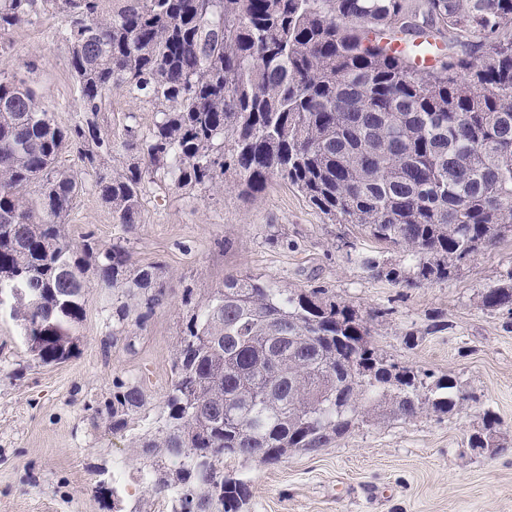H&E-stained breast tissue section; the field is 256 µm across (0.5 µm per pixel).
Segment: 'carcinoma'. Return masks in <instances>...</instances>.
Listing matches in <instances>:
<instances>
[{"label": "carcinoma", "instance_id": "1", "mask_svg": "<svg viewBox=\"0 0 512 512\" xmlns=\"http://www.w3.org/2000/svg\"><path fill=\"white\" fill-rule=\"evenodd\" d=\"M61 18L79 118L57 126L34 91L0 71V311L38 322L45 365L67 360L83 319L86 278L130 297L154 272L131 274L122 246H74L62 224L82 182L58 166L77 148L116 224H137L146 184L263 190L275 176L340 224L400 254L386 271L406 288L450 280L512 234V0H0V33ZM423 14L407 29L401 18ZM444 42L417 70L373 36ZM158 106L138 161L99 168L112 140L98 117L112 89ZM482 305L512 314V267ZM165 425L135 440L153 457L151 494L171 512H244L248 481L224 458L276 463L316 453L359 419L410 422L465 400L451 375L432 382L379 354L353 307L323 288H276L232 274L190 318L173 360ZM145 405L121 385L112 430ZM488 410L469 437L497 448Z\"/></svg>", "mask_w": 512, "mask_h": 512}]
</instances>
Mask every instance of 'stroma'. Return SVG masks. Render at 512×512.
<instances>
[{
  "label": "stroma",
  "instance_id": "stroma-1",
  "mask_svg": "<svg viewBox=\"0 0 512 512\" xmlns=\"http://www.w3.org/2000/svg\"><path fill=\"white\" fill-rule=\"evenodd\" d=\"M59 23L42 15L1 34L0 70L24 79L65 128L79 94L69 48L55 37ZM155 112L126 91L109 93L100 123L114 146L102 167L119 172L134 162L127 129L147 133ZM60 164L83 183L65 219L67 240L87 235L101 251L123 246L134 267H156L157 276L130 300L89 280L76 346L58 365L38 363L17 322L0 314V512H170L141 482L151 459L132 441L162 424L171 364L193 310L239 272L285 288H324L367 320L378 353L456 376L467 395L450 415L364 420L314 454L274 464L225 459V476L250 482L247 512H512V315L481 302L512 265V235L474 254L451 280L403 288L349 259L360 252L395 265L397 252L332 221L278 179L249 197L158 180L146 188L139 223L125 225L113 223L76 151ZM152 294L157 301L146 306ZM125 302L132 312L119 335L112 309ZM123 383L138 384L147 402L115 432L112 394ZM488 409L501 422L499 445L470 447Z\"/></svg>",
  "mask_w": 512,
  "mask_h": 512
}]
</instances>
